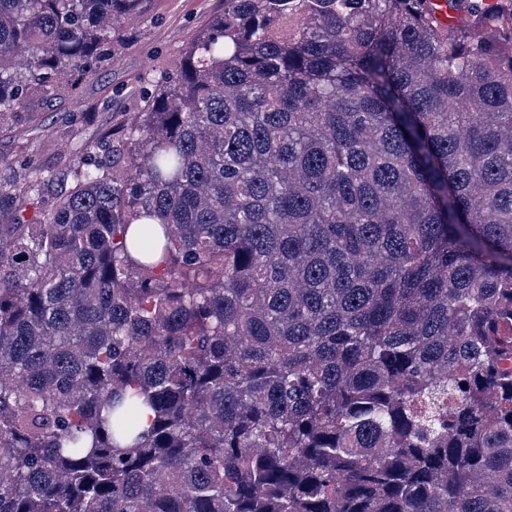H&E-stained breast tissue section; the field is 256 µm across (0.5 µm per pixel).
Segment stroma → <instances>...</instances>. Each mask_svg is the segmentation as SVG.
<instances>
[{
	"label": "stroma",
	"instance_id": "35a3bbf8",
	"mask_svg": "<svg viewBox=\"0 0 512 512\" xmlns=\"http://www.w3.org/2000/svg\"><path fill=\"white\" fill-rule=\"evenodd\" d=\"M223 12L224 0H145L115 37L109 64L31 94L22 112L0 119V193L15 194L27 211L50 209L59 191L50 179L70 173L75 148L133 122L145 90L173 72L192 37ZM28 184L35 192L18 195Z\"/></svg>",
	"mask_w": 512,
	"mask_h": 512
}]
</instances>
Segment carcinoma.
Returning <instances> with one entry per match:
<instances>
[{
	"instance_id": "1",
	"label": "carcinoma",
	"mask_w": 512,
	"mask_h": 512,
	"mask_svg": "<svg viewBox=\"0 0 512 512\" xmlns=\"http://www.w3.org/2000/svg\"><path fill=\"white\" fill-rule=\"evenodd\" d=\"M445 2L224 0L0 194V512H512V0ZM142 5L0 0V114Z\"/></svg>"
}]
</instances>
